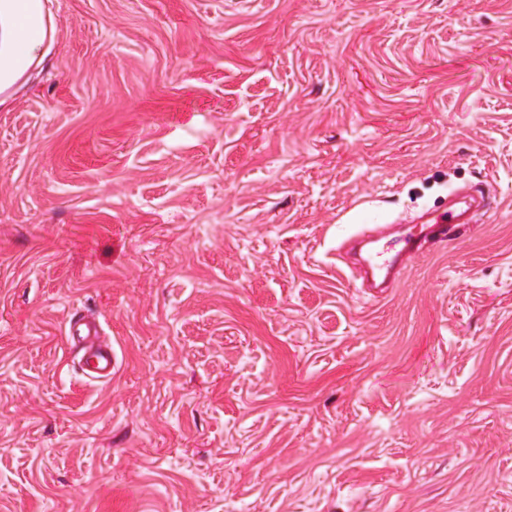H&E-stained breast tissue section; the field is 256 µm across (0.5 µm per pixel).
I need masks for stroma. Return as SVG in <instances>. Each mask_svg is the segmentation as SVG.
Here are the masks:
<instances>
[{
    "mask_svg": "<svg viewBox=\"0 0 512 512\" xmlns=\"http://www.w3.org/2000/svg\"><path fill=\"white\" fill-rule=\"evenodd\" d=\"M49 9L0 111V512H512V0ZM464 186L387 294L337 269ZM483 207V201L473 195L455 194L448 203V212L426 221L425 226L432 229L431 232L446 238L454 234L459 224H470L474 212ZM101 327L94 320L73 316L66 324L67 342L78 350L82 376L90 382H108L115 367L111 344L102 339Z\"/></svg>",
    "mask_w": 512,
    "mask_h": 512,
    "instance_id": "obj_1",
    "label": "stroma"
}]
</instances>
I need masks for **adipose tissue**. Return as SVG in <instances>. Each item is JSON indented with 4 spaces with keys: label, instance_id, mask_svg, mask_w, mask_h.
<instances>
[{
    "label": "adipose tissue",
    "instance_id": "ef3b65f1",
    "mask_svg": "<svg viewBox=\"0 0 512 512\" xmlns=\"http://www.w3.org/2000/svg\"><path fill=\"white\" fill-rule=\"evenodd\" d=\"M53 42L47 0H0V110L43 68Z\"/></svg>",
    "mask_w": 512,
    "mask_h": 512
}]
</instances>
